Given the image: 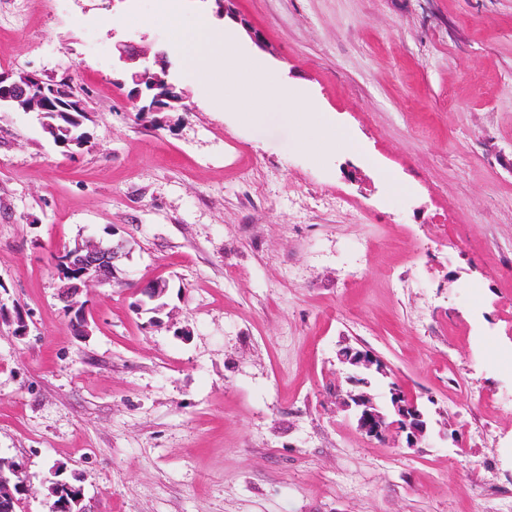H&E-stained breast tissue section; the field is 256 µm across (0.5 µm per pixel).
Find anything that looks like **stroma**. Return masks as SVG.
Masks as SVG:
<instances>
[{"mask_svg": "<svg viewBox=\"0 0 512 512\" xmlns=\"http://www.w3.org/2000/svg\"><path fill=\"white\" fill-rule=\"evenodd\" d=\"M0 0V71L72 82L89 143L0 112V458L51 512L52 465L94 512H512V0H237V54L331 116L221 109L186 75L183 0ZM164 49L186 111L144 118L117 44ZM116 229L91 333L58 299L65 246ZM400 278L418 283L397 288ZM167 284L160 325L131 284ZM372 350L425 405L418 448L339 410L336 350ZM461 445L447 442V435Z\"/></svg>", "mask_w": 512, "mask_h": 512, "instance_id": "obj_1", "label": "stroma"}]
</instances>
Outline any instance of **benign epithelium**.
<instances>
[{"instance_id":"7a95c632","label":"benign epithelium","mask_w":512,"mask_h":512,"mask_svg":"<svg viewBox=\"0 0 512 512\" xmlns=\"http://www.w3.org/2000/svg\"><path fill=\"white\" fill-rule=\"evenodd\" d=\"M118 67L130 85L129 98L143 102L139 112L187 111L184 91L167 78L165 54H155L160 72H152L142 65L146 53L128 44L117 46ZM70 112L83 123L86 113L84 101L64 81H50L29 72H0V112ZM125 256L121 240L108 245L95 239L66 248L57 256V265L71 274L61 276L63 285L60 300L70 315V326L76 336L89 333L86 310H78L76 300L94 285L110 284L117 279L118 263ZM336 363L345 374L350 389L342 397V408L350 412L359 431L384 440L395 436L405 440L409 448H417L431 432V418L425 406L409 397L397 386H390L389 399L376 403L369 392L372 382L391 377L388 363L369 349L342 345L336 351ZM19 473L18 465L0 459V512H16L24 497L31 493L27 484L13 490L9 474Z\"/></svg>"}]
</instances>
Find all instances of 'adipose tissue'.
I'll list each match as a JSON object with an SVG mask.
<instances>
[{
  "mask_svg": "<svg viewBox=\"0 0 512 512\" xmlns=\"http://www.w3.org/2000/svg\"><path fill=\"white\" fill-rule=\"evenodd\" d=\"M176 39L186 53L191 78L209 82L216 102H224L227 92L224 82L233 78L241 65L232 57L236 35L232 30L213 28L210 20L197 16L193 26L176 32ZM238 107L247 113H272L292 123L312 121L316 111L308 101L284 88L268 73L256 72L250 83L243 85L236 98Z\"/></svg>",
  "mask_w": 512,
  "mask_h": 512,
  "instance_id": "obj_1",
  "label": "adipose tissue"
}]
</instances>
